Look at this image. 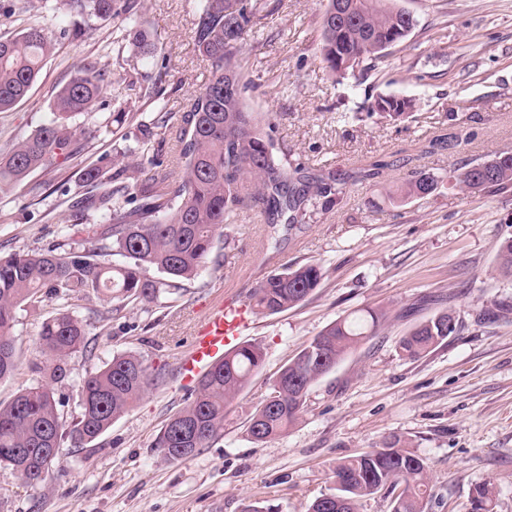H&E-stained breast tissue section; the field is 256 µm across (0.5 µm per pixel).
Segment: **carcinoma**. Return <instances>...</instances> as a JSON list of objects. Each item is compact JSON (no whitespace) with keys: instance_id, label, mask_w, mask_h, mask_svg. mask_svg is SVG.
Segmentation results:
<instances>
[{"instance_id":"cac0c4a2","label":"carcinoma","mask_w":512,"mask_h":512,"mask_svg":"<svg viewBox=\"0 0 512 512\" xmlns=\"http://www.w3.org/2000/svg\"><path fill=\"white\" fill-rule=\"evenodd\" d=\"M22 0L15 13L18 32L0 37V112L24 101L55 43L39 15ZM69 9L89 19L120 21L134 53L145 58L156 44L135 11L133 0H63ZM336 13V0H327L318 51L330 71L342 77L364 72L402 42L417 26L413 12L399 0H345ZM272 14L266 0H199L195 11L194 43L212 65L211 79L201 92L186 99L175 138L180 145L174 174L164 166L165 138L155 130L167 127L166 113L140 121L146 148L130 153L126 163L108 172L88 166L79 179L85 192L68 204L80 224L99 230L76 250L50 249L0 258V379L15 369V343L10 329L17 310L47 299L59 302L39 336L45 360L41 380L0 404V468L22 469L29 486L44 484L59 462L64 439L87 445L130 411L151 386L162 379L134 352H125L87 373L78 386L80 414L69 424L58 409L51 384L65 380L66 361L86 348L87 320L78 302L100 295L116 302L119 312L130 303L151 304L187 290L203 265L219 264L217 244L224 225L234 223L248 203L262 206L268 240L306 232L319 210L341 201L345 182L308 172L301 156L276 137L273 112L259 113L245 97L241 62L244 44ZM107 86L106 73L94 63L73 66V76L56 95L51 120L0 158V197L24 186L38 171H54L61 159L77 152L85 130L75 119L95 110ZM412 101L380 96L366 107L398 120L409 114ZM443 176L416 171L404 188L388 194L392 202L424 198L434 193ZM470 192L498 191L512 185V152L498 151L448 175ZM112 253L121 264L105 265L99 257ZM497 263L512 276V236L500 244ZM320 266H286L262 278L251 289L254 312L276 314L305 301L318 287ZM387 319L381 310L364 309L327 326L274 379L270 392L255 408L247 427L251 439L264 442L284 434L302 414L312 385L363 341L376 335ZM456 316L442 309L417 323L399 341L402 356L416 360L455 333ZM264 348L244 343L224 354L198 381L186 405L168 417L153 447L168 462L184 461L224 432V411L261 369ZM330 497H318L309 512H359L361 502L382 491L393 494L391 512H423L432 496L427 464L411 452L401 437L391 435L382 446L336 464ZM473 512H493L491 484L474 487Z\"/></svg>"}]
</instances>
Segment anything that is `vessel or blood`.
I'll return each instance as SVG.
<instances>
[{"mask_svg": "<svg viewBox=\"0 0 512 512\" xmlns=\"http://www.w3.org/2000/svg\"><path fill=\"white\" fill-rule=\"evenodd\" d=\"M252 324L247 303L222 301L211 307L180 362L179 382L192 389L203 370L237 347Z\"/></svg>", "mask_w": 512, "mask_h": 512, "instance_id": "obj_1", "label": "vessel or blood"}]
</instances>
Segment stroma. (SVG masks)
Wrapping results in <instances>:
<instances>
[{"label": "stroma", "mask_w": 512, "mask_h": 512, "mask_svg": "<svg viewBox=\"0 0 512 512\" xmlns=\"http://www.w3.org/2000/svg\"><path fill=\"white\" fill-rule=\"evenodd\" d=\"M274 12L243 53L246 96L259 111L275 108L276 135L302 155L310 173L345 179L347 193L317 214L300 236L279 247L267 242L259 208L243 209L224 229L230 244L220 264H206L187 292L155 304L127 307L107 321L108 303L81 302L89 323L87 348L67 361L55 384L67 420L79 414L77 389L87 372L113 355L134 351L164 368L137 406L96 441L64 446L43 487L22 484L0 468V512H244L278 505L307 512L334 486L337 461L397 435L428 466L433 496L424 512H467L475 485L492 484L494 512H512V313L491 315L493 303L512 304V277L497 270L504 237L512 236V187L472 193L443 184L435 193L399 205L382 187L425 169L445 174L512 150V0H401L418 24L386 61L361 76L337 77L316 52L323 0H268ZM56 42L28 99L0 112V155L10 153L50 118L71 64L92 62L108 85L95 112L79 125L103 126L113 113L168 115L177 125L186 99L204 89L211 64L194 44L195 0H135L158 32L152 57L141 59L116 21L64 14L58 0H33ZM380 95L414 99L408 117L354 120ZM448 148L434 147L441 135ZM111 135L82 141L64 169L70 192L77 173L111 164ZM378 160L375 179L360 172ZM34 173L26 189L0 203V256L46 251L86 237L61 193L38 200L46 180ZM320 265L324 278L305 300L273 315L256 314L246 335L265 351L262 369L226 409L224 432L183 462L162 459L153 443L188 393L175 381L195 326L226 298L247 299L266 275L284 266ZM381 307L389 319L311 388L299 421L282 436L253 441L247 421L279 369L337 319ZM57 305L21 307L11 330L16 368L0 380V402L38 381V336ZM448 309L456 333L426 356L402 358L397 344L410 328Z\"/></svg>", "instance_id": "35a3bbf8"}]
</instances>
